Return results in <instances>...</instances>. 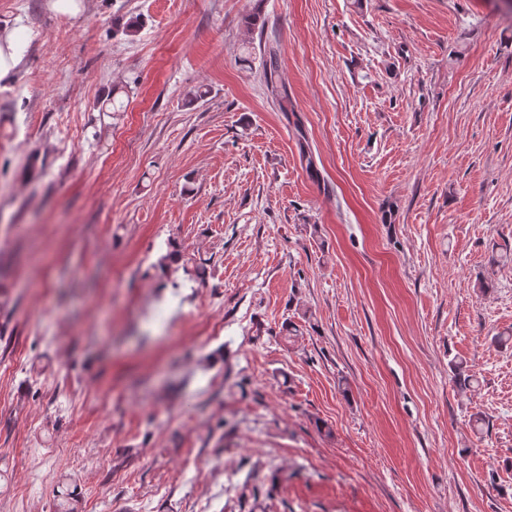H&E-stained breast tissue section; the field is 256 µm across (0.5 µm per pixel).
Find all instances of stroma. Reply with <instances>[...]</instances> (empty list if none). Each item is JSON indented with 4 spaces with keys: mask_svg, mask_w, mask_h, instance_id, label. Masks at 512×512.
Listing matches in <instances>:
<instances>
[{
    "mask_svg": "<svg viewBox=\"0 0 512 512\" xmlns=\"http://www.w3.org/2000/svg\"><path fill=\"white\" fill-rule=\"evenodd\" d=\"M2 28L0 512H512V0ZM21 60V48L14 34L0 41V80L6 78Z\"/></svg>",
    "mask_w": 512,
    "mask_h": 512,
    "instance_id": "obj_1",
    "label": "stroma"
}]
</instances>
